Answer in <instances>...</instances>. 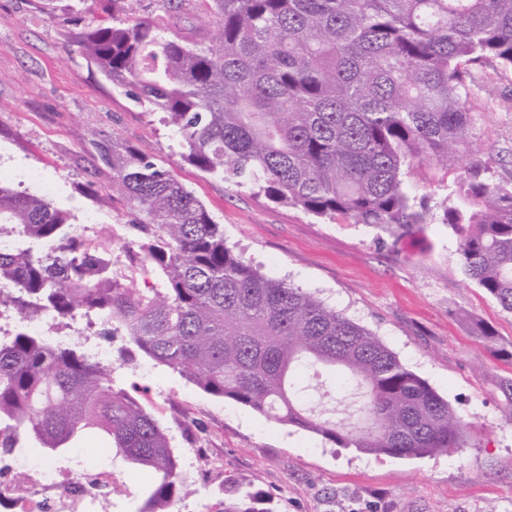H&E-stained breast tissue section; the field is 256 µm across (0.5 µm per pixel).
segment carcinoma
I'll list each match as a JSON object with an SVG mask.
<instances>
[{"instance_id": "obj_1", "label": "carcinoma", "mask_w": 512, "mask_h": 512, "mask_svg": "<svg viewBox=\"0 0 512 512\" xmlns=\"http://www.w3.org/2000/svg\"><path fill=\"white\" fill-rule=\"evenodd\" d=\"M84 33L79 51L172 127L181 159L255 196L318 218L342 217L394 243L433 213L410 179L447 191L441 223L464 275L512 313V170L461 164L478 149L473 101L484 68L512 70V0H205L218 30L202 46L130 0ZM132 240L85 238L71 214L0 185V448L64 453L104 437L153 486L139 512L196 493L167 430L114 367L31 325L79 317L121 328L157 365L203 392L369 455L434 456L466 447L447 400L375 334L313 294L260 274L224 225L169 170L134 147L98 143ZM458 175L448 181V171ZM160 281L139 288L111 256ZM338 370L356 398L349 422L298 404L300 372ZM260 492H228L224 512H273Z\"/></svg>"}]
</instances>
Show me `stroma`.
Returning a JSON list of instances; mask_svg holds the SVG:
<instances>
[{
    "instance_id": "stroma-1",
    "label": "stroma",
    "mask_w": 512,
    "mask_h": 512,
    "mask_svg": "<svg viewBox=\"0 0 512 512\" xmlns=\"http://www.w3.org/2000/svg\"><path fill=\"white\" fill-rule=\"evenodd\" d=\"M151 16L208 43L215 24L203 0H132ZM86 25L32 0H0V185L45 196L87 225V237L127 234L125 206L107 196L112 171L95 144L116 139L170 169L224 226V239L275 279L315 293L375 332L400 360L448 400L468 425L465 448L431 457L373 456L215 398L178 373L138 356L125 341L90 331L118 385L167 428L182 473L197 494L170 512H224L237 485L270 496L273 512H512V313L463 274L456 243L440 222L421 243H379L361 224L330 221L255 197L183 162L172 131L114 88L78 51ZM480 98L483 158L512 160V74ZM99 195L87 192V183ZM493 329L486 340L479 326ZM112 512H137L148 485L112 456Z\"/></svg>"
}]
</instances>
